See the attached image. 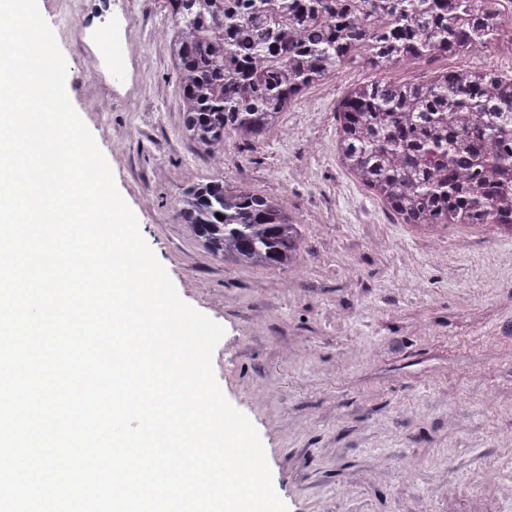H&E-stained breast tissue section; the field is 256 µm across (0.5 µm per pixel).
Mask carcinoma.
<instances>
[{"mask_svg": "<svg viewBox=\"0 0 512 512\" xmlns=\"http://www.w3.org/2000/svg\"><path fill=\"white\" fill-rule=\"evenodd\" d=\"M497 2L168 0L185 132L205 154L228 140L256 144L345 64L383 71L487 49L512 23ZM336 114L342 166L400 223L512 232V77L474 68L378 78L351 87ZM179 215L240 267H291L303 243L278 200L222 178L186 191Z\"/></svg>", "mask_w": 512, "mask_h": 512, "instance_id": "obj_1", "label": "carcinoma"}]
</instances>
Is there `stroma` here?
Listing matches in <instances>:
<instances>
[{
  "label": "stroma",
  "instance_id": "obj_1",
  "mask_svg": "<svg viewBox=\"0 0 512 512\" xmlns=\"http://www.w3.org/2000/svg\"><path fill=\"white\" fill-rule=\"evenodd\" d=\"M54 16L69 99L109 163L180 298L220 324L226 399L257 429L288 512H512V236L496 225L426 230L393 213L336 156V102L374 79L350 64L306 90L223 170L185 136L179 84L155 29L166 0H39ZM129 22L124 55L147 69L95 76L80 25ZM512 75V45L386 70ZM111 96L108 111L92 98ZM223 177L279 198L303 225L295 266L214 258L177 216L184 191Z\"/></svg>",
  "mask_w": 512,
  "mask_h": 512
}]
</instances>
